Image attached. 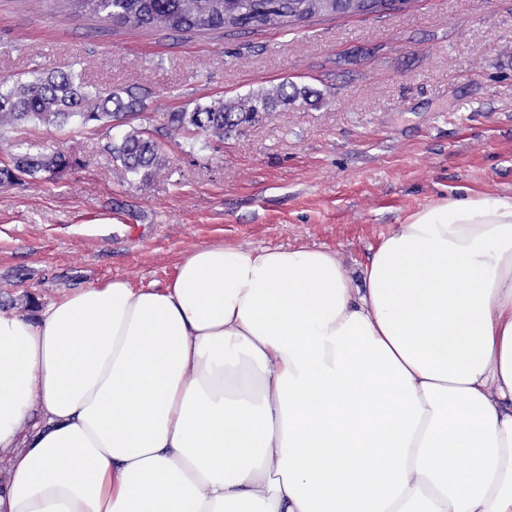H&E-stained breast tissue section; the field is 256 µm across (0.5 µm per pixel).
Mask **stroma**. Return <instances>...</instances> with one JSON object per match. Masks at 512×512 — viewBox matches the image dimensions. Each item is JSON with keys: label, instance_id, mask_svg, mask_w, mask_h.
Wrapping results in <instances>:
<instances>
[{"label": "stroma", "instance_id": "obj_1", "mask_svg": "<svg viewBox=\"0 0 512 512\" xmlns=\"http://www.w3.org/2000/svg\"><path fill=\"white\" fill-rule=\"evenodd\" d=\"M509 46L512 0H413L290 31L195 34L0 0V77L72 70L139 91L153 131L197 100L287 81L312 91L220 141L164 137L167 162L146 180L115 173L104 145L120 129L7 130L16 150L80 163L0 187V309L30 316L113 279L161 287L186 255L221 244H305L359 274L383 236L437 198L512 192Z\"/></svg>", "mask_w": 512, "mask_h": 512}]
</instances>
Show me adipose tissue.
I'll use <instances>...</instances> for the list:
<instances>
[{
    "mask_svg": "<svg viewBox=\"0 0 512 512\" xmlns=\"http://www.w3.org/2000/svg\"><path fill=\"white\" fill-rule=\"evenodd\" d=\"M362 280L223 244L0 313V512H512V194L410 213Z\"/></svg>",
    "mask_w": 512,
    "mask_h": 512,
    "instance_id": "adipose-tissue-1",
    "label": "adipose tissue"
}]
</instances>
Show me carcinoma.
Wrapping results in <instances>:
<instances>
[{
  "label": "carcinoma",
  "instance_id": "cac0c4a2",
  "mask_svg": "<svg viewBox=\"0 0 512 512\" xmlns=\"http://www.w3.org/2000/svg\"><path fill=\"white\" fill-rule=\"evenodd\" d=\"M114 27L156 28L175 33L224 31L246 33L258 29H296L312 18L350 14L381 15L401 11L409 0H61ZM312 91L282 83L243 97L195 103L190 109L166 112L170 133L194 131L224 138L233 128L250 124L281 105L306 99ZM144 108L142 97L128 89L120 95L87 83L71 72L45 71L27 78L0 79V151L10 163L0 167V187L12 186L20 176L57 178L78 164V158L61 151L14 153L4 148L8 128L32 124L63 128L107 125L114 121L128 127L106 144L124 179L149 178L165 165L162 142L133 124Z\"/></svg>",
  "mask_w": 512,
  "mask_h": 512
}]
</instances>
